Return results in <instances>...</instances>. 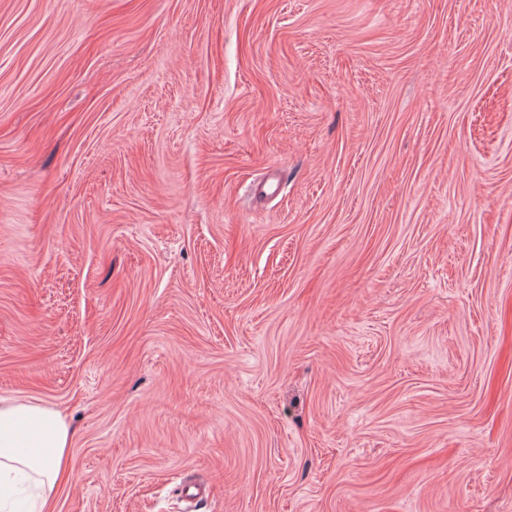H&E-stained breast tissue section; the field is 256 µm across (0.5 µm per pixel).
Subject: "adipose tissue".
Wrapping results in <instances>:
<instances>
[{
    "instance_id": "adipose-tissue-1",
    "label": "adipose tissue",
    "mask_w": 512,
    "mask_h": 512,
    "mask_svg": "<svg viewBox=\"0 0 512 512\" xmlns=\"http://www.w3.org/2000/svg\"><path fill=\"white\" fill-rule=\"evenodd\" d=\"M72 438L70 424L52 405L0 399V475L26 481V512H50L68 471Z\"/></svg>"
}]
</instances>
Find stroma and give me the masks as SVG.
<instances>
[{
  "label": "stroma",
  "mask_w": 512,
  "mask_h": 512,
  "mask_svg": "<svg viewBox=\"0 0 512 512\" xmlns=\"http://www.w3.org/2000/svg\"><path fill=\"white\" fill-rule=\"evenodd\" d=\"M0 398L53 512H512V0H0ZM72 438L70 424L52 405L0 399V476L21 475L27 482L26 512H50L68 471Z\"/></svg>",
  "instance_id": "stroma-1"
}]
</instances>
